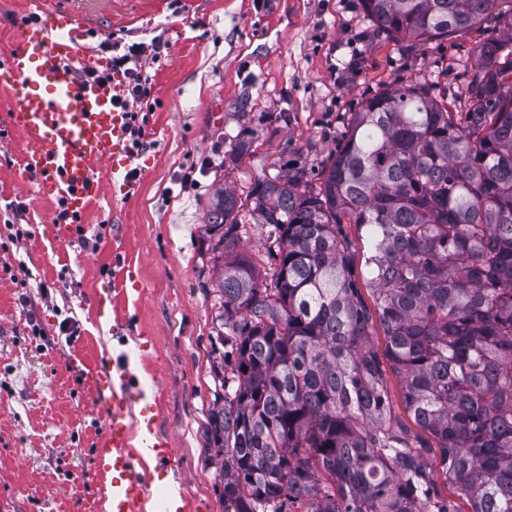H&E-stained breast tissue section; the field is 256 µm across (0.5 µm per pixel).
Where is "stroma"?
Masks as SVG:
<instances>
[{
    "mask_svg": "<svg viewBox=\"0 0 512 512\" xmlns=\"http://www.w3.org/2000/svg\"><path fill=\"white\" fill-rule=\"evenodd\" d=\"M77 40L167 41L148 73L156 102L147 145L132 155L135 177L105 186L71 239L55 235L56 198L40 196L26 171L22 137L0 130V512H105L94 442L105 400L73 362L103 372L137 366L151 400L135 408L175 456L145 459L154 488L174 479L181 512H221L223 493L208 415L232 368L215 279L218 232L205 218L218 190L246 199L262 174L293 165L321 170L342 145L361 102L400 79L460 105L474 49L492 24L411 50L379 32L361 0H68ZM45 0H0V51ZM251 147L240 159L230 148ZM195 181L182 186L187 168ZM70 327L62 335L60 323ZM372 347L392 413L411 437H430L407 411L385 354Z\"/></svg>",
    "mask_w": 512,
    "mask_h": 512,
    "instance_id": "stroma-1",
    "label": "stroma"
}]
</instances>
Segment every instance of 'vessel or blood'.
Listing matches in <instances>:
<instances>
[{"instance_id": "vessel-or-blood-1", "label": "vessel or blood", "mask_w": 512, "mask_h": 512, "mask_svg": "<svg viewBox=\"0 0 512 512\" xmlns=\"http://www.w3.org/2000/svg\"><path fill=\"white\" fill-rule=\"evenodd\" d=\"M95 59L81 50L71 32L26 28L19 39L0 51V68L18 77L21 88L11 112L0 126L20 133L25 142L24 164L39 177L41 189L62 199L66 215L57 219L59 237H71L72 218L97 203L103 191L98 168L112 165L113 179L126 177L129 145L126 114L114 98L118 82L84 81L81 70ZM83 373L105 392L106 423L97 440L99 476L119 471L122 478L112 494V512H142L152 501L153 512H168L166 496L153 494L151 483L129 452L135 389L130 381L113 382L91 364Z\"/></svg>"}]
</instances>
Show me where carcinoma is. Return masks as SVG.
Returning a JSON list of instances; mask_svg holds the SVG:
<instances>
[{
    "instance_id": "carcinoma-1",
    "label": "carcinoma",
    "mask_w": 512,
    "mask_h": 512,
    "mask_svg": "<svg viewBox=\"0 0 512 512\" xmlns=\"http://www.w3.org/2000/svg\"><path fill=\"white\" fill-rule=\"evenodd\" d=\"M377 29L413 48L483 23L463 108L401 82L351 113L313 187L304 167L259 177L270 282L240 251L230 189L217 276L232 393L207 431L222 456L223 512H456L439 498L390 413L372 312L414 422L471 512H512V0H362ZM366 229L368 307L343 218Z\"/></svg>"
}]
</instances>
